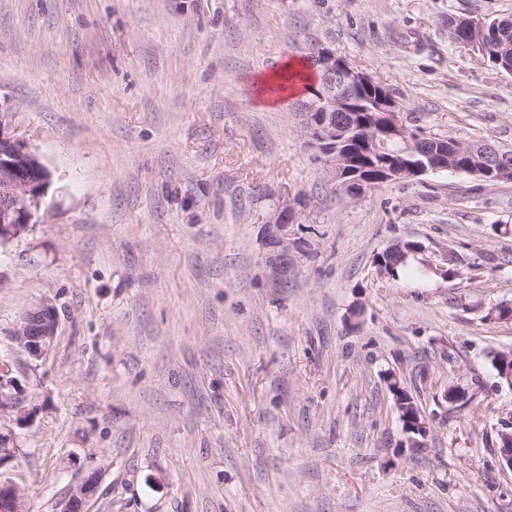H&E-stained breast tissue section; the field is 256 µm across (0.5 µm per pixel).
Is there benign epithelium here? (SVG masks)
Returning <instances> with one entry per match:
<instances>
[{
  "instance_id": "1",
  "label": "benign epithelium",
  "mask_w": 512,
  "mask_h": 512,
  "mask_svg": "<svg viewBox=\"0 0 512 512\" xmlns=\"http://www.w3.org/2000/svg\"><path fill=\"white\" fill-rule=\"evenodd\" d=\"M310 62L323 72L325 90L317 101L304 106L302 112L303 137L308 147L317 156L328 181L335 189L348 190L351 200L362 197L371 183L356 184L344 181L345 159L336 154V113L345 111L342 92L361 87L371 81V76L353 67L327 47L312 52ZM401 109L391 97L381 98L378 105V128L369 143L374 155L381 154V146L388 140L408 141V127L400 119ZM430 166L416 170L410 178L420 177L430 171L447 170L451 167L445 153L428 154ZM51 186V172L36 154L24 143L6 138L0 133V211L5 222L0 224V244L21 234L28 225L40 220L42 206ZM300 205L297 199H284L278 203L274 213L266 219V231L273 247L279 249L273 270L288 274V225L298 223ZM57 328V315L53 305L40 303L25 311L13 330L14 342L34 360L47 355ZM6 365L0 366V406L14 407L10 388L15 382L6 378ZM20 488L10 480L0 479V509L11 512L20 495ZM94 487L80 481L62 501L59 512H85L87 504L95 497Z\"/></svg>"
}]
</instances>
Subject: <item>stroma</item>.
<instances>
[{
	"label": "stroma",
	"instance_id": "stroma-1",
	"mask_svg": "<svg viewBox=\"0 0 512 512\" xmlns=\"http://www.w3.org/2000/svg\"><path fill=\"white\" fill-rule=\"evenodd\" d=\"M460 16L512 0H0V130L53 178L0 247V475L23 512L92 472L88 512H512V320L489 314L512 304V181L436 171L349 202L292 98L260 92L318 43L409 129L512 149V74L449 37ZM297 195L280 277L265 218ZM403 241L421 253L381 273ZM42 302L34 360L12 333ZM391 374L429 420L418 447ZM420 246L418 242L407 241L403 244H398L385 250L383 253L378 254L375 258L376 265L384 270L389 276H398L399 269L406 267L413 252H416ZM56 328V310L53 305L43 302L22 314L12 338L30 358L39 360L50 350Z\"/></svg>",
	"mask_w": 512,
	"mask_h": 512
}]
</instances>
